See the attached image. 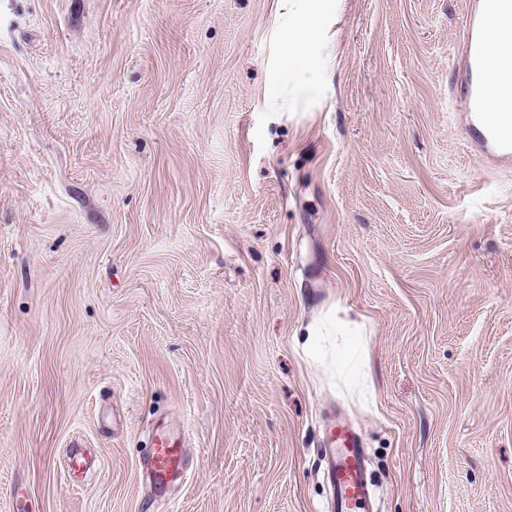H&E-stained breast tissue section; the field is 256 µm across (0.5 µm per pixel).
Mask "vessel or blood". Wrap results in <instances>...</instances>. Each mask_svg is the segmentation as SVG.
Returning <instances> with one entry per match:
<instances>
[{"label": "vessel or blood", "instance_id": "vessel-or-blood-1", "mask_svg": "<svg viewBox=\"0 0 512 512\" xmlns=\"http://www.w3.org/2000/svg\"><path fill=\"white\" fill-rule=\"evenodd\" d=\"M467 22L454 48L455 102L463 122L471 129L469 148L484 162L512 165V66L494 70L488 61L495 50L494 37L512 26V0H466ZM498 97L503 108L490 115L483 102ZM324 449L326 477L332 490L331 512H372V487L366 457L357 434L332 425ZM187 448L184 436L165 426L155 428L144 461L158 487L184 478Z\"/></svg>", "mask_w": 512, "mask_h": 512}]
</instances>
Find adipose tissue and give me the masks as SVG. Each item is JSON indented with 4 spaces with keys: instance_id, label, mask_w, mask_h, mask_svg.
Instances as JSON below:
<instances>
[{
    "instance_id": "obj_1",
    "label": "adipose tissue",
    "mask_w": 512,
    "mask_h": 512,
    "mask_svg": "<svg viewBox=\"0 0 512 512\" xmlns=\"http://www.w3.org/2000/svg\"><path fill=\"white\" fill-rule=\"evenodd\" d=\"M279 40L285 63L283 81L289 93L306 99L317 88L325 65L323 33L342 0H280Z\"/></svg>"
}]
</instances>
